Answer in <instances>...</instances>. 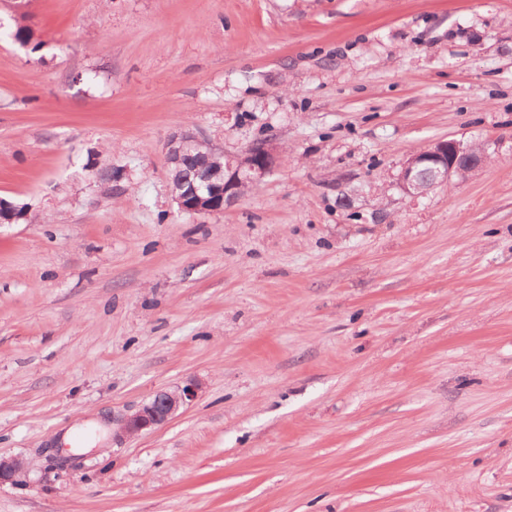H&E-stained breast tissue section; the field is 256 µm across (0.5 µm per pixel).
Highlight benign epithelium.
<instances>
[{
  "mask_svg": "<svg viewBox=\"0 0 512 512\" xmlns=\"http://www.w3.org/2000/svg\"><path fill=\"white\" fill-rule=\"evenodd\" d=\"M281 159L280 149L270 140L254 142L234 155L221 154L193 131L176 133L167 146L174 200L188 213H220L234 204L246 187L273 171ZM486 162L485 152L456 139L441 140L434 146L411 155L403 164L397 181L407 195L422 196L468 176ZM427 166L432 179L418 178L421 166ZM198 383L188 382L173 391H160L136 411L121 419L112 439L120 442L128 437L167 424L185 404L197 396ZM27 469V462L15 457L0 458V483L12 481Z\"/></svg>",
  "mask_w": 512,
  "mask_h": 512,
  "instance_id": "benign-epithelium-1",
  "label": "benign epithelium"
}]
</instances>
